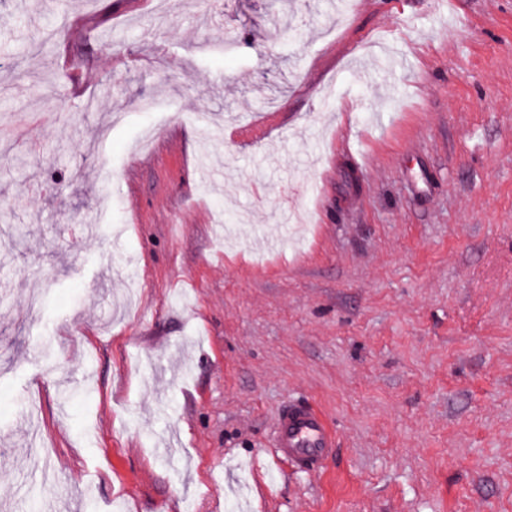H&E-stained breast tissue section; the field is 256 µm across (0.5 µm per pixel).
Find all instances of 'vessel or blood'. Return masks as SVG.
I'll return each instance as SVG.
<instances>
[{
  "mask_svg": "<svg viewBox=\"0 0 512 512\" xmlns=\"http://www.w3.org/2000/svg\"><path fill=\"white\" fill-rule=\"evenodd\" d=\"M279 460L305 473L321 470L336 452V430L311 401L294 399L283 405L275 432Z\"/></svg>",
  "mask_w": 512,
  "mask_h": 512,
  "instance_id": "vessel-or-blood-1",
  "label": "vessel or blood"
}]
</instances>
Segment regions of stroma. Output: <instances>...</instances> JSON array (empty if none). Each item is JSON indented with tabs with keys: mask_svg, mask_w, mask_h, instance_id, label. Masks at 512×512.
Wrapping results in <instances>:
<instances>
[{
	"mask_svg": "<svg viewBox=\"0 0 512 512\" xmlns=\"http://www.w3.org/2000/svg\"><path fill=\"white\" fill-rule=\"evenodd\" d=\"M155 2L0 0V512H512V0ZM274 447L280 461L300 472H317L336 452V430L313 402L290 400L279 412Z\"/></svg>",
	"mask_w": 512,
	"mask_h": 512,
	"instance_id": "35a3bbf8",
	"label": "stroma"
}]
</instances>
